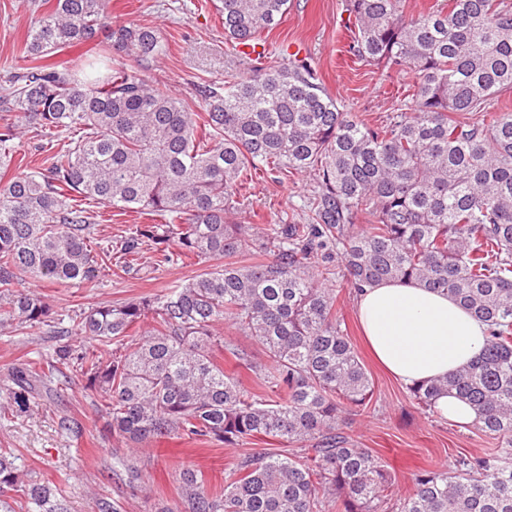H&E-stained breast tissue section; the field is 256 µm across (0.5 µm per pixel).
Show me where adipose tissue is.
I'll list each match as a JSON object with an SVG mask.
<instances>
[{"label":"adipose tissue","mask_w":512,"mask_h":512,"mask_svg":"<svg viewBox=\"0 0 512 512\" xmlns=\"http://www.w3.org/2000/svg\"><path fill=\"white\" fill-rule=\"evenodd\" d=\"M356 315L376 360L407 387L465 367L487 335L453 297L410 282L364 287Z\"/></svg>","instance_id":"ef3b65f1"}]
</instances>
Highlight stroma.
I'll return each instance as SVG.
<instances>
[{
  "instance_id": "35a3bbf8",
  "label": "stroma",
  "mask_w": 512,
  "mask_h": 512,
  "mask_svg": "<svg viewBox=\"0 0 512 512\" xmlns=\"http://www.w3.org/2000/svg\"><path fill=\"white\" fill-rule=\"evenodd\" d=\"M218 0H106L113 24L135 23L159 30L169 46L166 56L145 71L146 79L160 83L186 100L189 111L202 109L194 84L223 74L232 62L224 53V26ZM40 12L33 0H0V81L23 64L26 34ZM355 21L345 0H291L281 23L262 33L260 41L271 53L299 54L314 65L328 92L343 108L371 124L385 122L398 111H412V74L387 71L354 62L347 54ZM313 182L308 175L280 177L263 171L253 174L242 191L237 220L242 224H300L308 211ZM96 218V236L117 241L139 224L156 218L121 212L89 203ZM114 263L120 255H113ZM142 270L115 275L101 268L91 283L80 286L43 283L39 291L59 318L66 319L93 306L136 300L165 292L184 280L209 270V263L153 267L143 256ZM329 285L337 294V309L374 384L371 407L349 414L348 437L370 449L396 478V492L408 494L412 477L427 469L451 464L460 454L496 451L499 442L473 427H462L423 410L405 386L390 377L366 348L355 313V293L341 272ZM54 326L0 332V384L12 368L52 352L59 339ZM98 396L80 384L54 380L43 403L28 412L0 419V449L11 452L30 479L48 483L65 496L70 512H94L93 496L111 497L117 512H166L178 499L179 473L193 468L209 485L220 489L233 476L239 455L270 447L258 438L246 447L204 444L163 437L145 447L130 449L109 434L97 408ZM77 423L74 434L62 421ZM137 464L149 479V491L129 487L123 462Z\"/></svg>"
}]
</instances>
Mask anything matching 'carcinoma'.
<instances>
[{"instance_id": "cac0c4a2", "label": "carcinoma", "mask_w": 512, "mask_h": 512, "mask_svg": "<svg viewBox=\"0 0 512 512\" xmlns=\"http://www.w3.org/2000/svg\"><path fill=\"white\" fill-rule=\"evenodd\" d=\"M26 34L28 64L0 92V330L55 321L22 282L81 285L112 257L77 194L120 211L166 219L121 241L125 274L140 253L156 266L224 260L163 294L105 303L69 318L64 336L112 346L105 358L71 343L22 363L0 394V416L36 403L37 384L75 368L102 398L121 442L158 437L295 445L247 453L224 489L180 473V501L164 512H385L390 472L343 432L373 382L323 286L319 256L359 290L386 281L445 292L488 327L466 367L409 387L426 410L454 393L479 415L475 428L501 450L423 470L396 512H512V0H448L416 13L403 0H346L355 18L349 52L360 62L415 74V108L372 126L344 111L317 71L293 54L237 51L271 30L290 0H220L225 50L219 80L195 85L204 111L124 66L46 63L74 43L147 64L167 51L158 30L112 25L104 0H45ZM32 128L74 135L45 167L15 160ZM309 173L305 224L229 220L251 171ZM224 323L263 348L266 362L224 338ZM229 353L273 393L262 398L224 373ZM19 495L30 512H68L49 484L26 482L0 452V512Z\"/></svg>"}]
</instances>
